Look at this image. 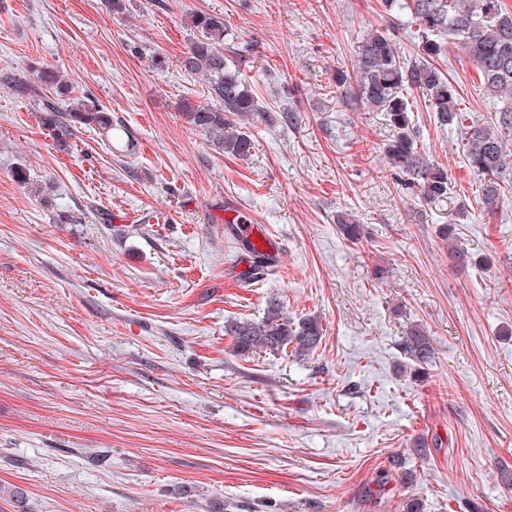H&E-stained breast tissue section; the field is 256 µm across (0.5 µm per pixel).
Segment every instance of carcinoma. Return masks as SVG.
<instances>
[{
    "label": "carcinoma",
    "mask_w": 512,
    "mask_h": 512,
    "mask_svg": "<svg viewBox=\"0 0 512 512\" xmlns=\"http://www.w3.org/2000/svg\"><path fill=\"white\" fill-rule=\"evenodd\" d=\"M385 12L408 18L407 24L417 28L419 58L403 57L386 29L373 28L357 41L351 69L336 71V86L344 91L342 103L353 111L382 112L392 134L383 146V154L394 177L425 203L448 198V169L418 150L411 113L413 102L408 96L423 92L427 107L437 123L449 128H466L459 147L466 165L480 177V199L488 212L503 203L505 184L512 180V11L503 0H383ZM188 25L200 33L188 47L185 68L202 72L208 92L215 103L181 105L186 122L203 132L224 154L244 159L251 155L254 142L241 130L237 120L265 113L241 69L227 62L220 45L224 43V18L206 12L188 17ZM447 37L471 59L486 91L497 102L493 121L484 124L468 121L462 108L456 83L446 76L435 60L442 51L440 38ZM31 84L7 72L0 82L10 86L19 96H34L41 88L62 90L56 73L43 68ZM42 123L50 128L60 144L67 142L82 127L97 128L109 138L119 139L128 133L116 131L112 114L90 99L81 100L64 111L51 102L44 103ZM341 237L358 243L366 236L364 225L349 214L336 217ZM437 236L448 243V255L459 266L476 264L469 253L457 248L456 225L441 224ZM227 334L233 337L234 351L246 356L258 349L272 351L293 348L298 356L314 353L322 342L323 327L314 316L295 320L283 311L280 303L269 301L259 321L243 320L231 324ZM400 349L407 363L400 365L402 374L418 380L427 375L435 362L432 339L417 324L406 327ZM430 454L425 435L412 439L407 452L388 457L389 471L396 472L402 482L414 481L407 468V457L425 458Z\"/></svg>",
    "instance_id": "cac0c4a2"
}]
</instances>
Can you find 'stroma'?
Masks as SVG:
<instances>
[{"instance_id":"obj_1","label":"stroma","mask_w":512,"mask_h":512,"mask_svg":"<svg viewBox=\"0 0 512 512\" xmlns=\"http://www.w3.org/2000/svg\"><path fill=\"white\" fill-rule=\"evenodd\" d=\"M197 11L223 17L225 56L275 113L250 119L244 160L179 109L208 99L182 64ZM374 27L417 59L381 0H0V73L51 67L132 133L59 147L41 101L63 96L0 83V512L16 488L27 512H512L495 469L512 464V190L480 208L460 131L420 95L418 148L451 193L427 205L393 178L384 114L344 107L334 81ZM439 63L491 120L464 53ZM229 204L279 248L246 285ZM344 212L362 242L337 233ZM448 222L476 265L449 258ZM272 298L319 317L316 352H234L226 328ZM410 323L436 348L421 381L395 371ZM419 434L433 446L414 482L369 496Z\"/></svg>"}]
</instances>
